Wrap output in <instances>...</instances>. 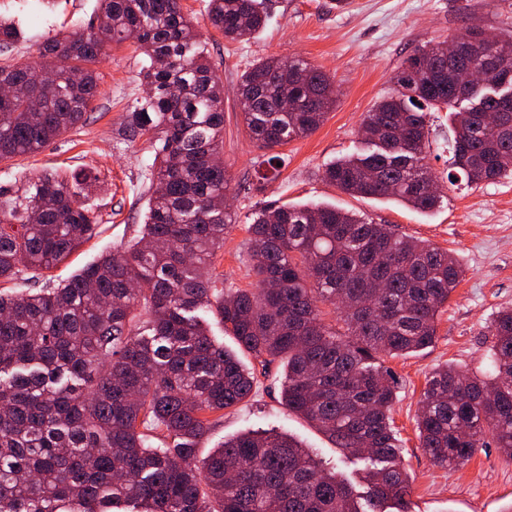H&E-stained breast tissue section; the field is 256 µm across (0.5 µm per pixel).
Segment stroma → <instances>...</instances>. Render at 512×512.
<instances>
[{
	"mask_svg": "<svg viewBox=\"0 0 512 512\" xmlns=\"http://www.w3.org/2000/svg\"><path fill=\"white\" fill-rule=\"evenodd\" d=\"M206 3L182 0L224 83L222 159L236 222L213 256L214 273L225 290L254 287L247 218L255 207L268 203L334 206L452 254L463 278L438 316L434 343L381 360L396 379L391 417L400 458L411 477L410 512H507L512 507V458L489 441L464 466L434 465L420 446L417 419L426 379L435 369L450 364L480 376L491 370L489 326L499 310L512 307V176L468 190H447L441 207L421 212L392 200L345 194L325 182L323 172L331 161L356 150L364 116L394 92L401 64L418 47L451 41L472 26L495 37L512 34V0H348L344 6L337 0H263L267 25L242 42L225 40L210 25ZM97 8V0H56L54 10L23 21L24 38L12 52L14 61L37 62L41 43L86 26ZM292 56L311 61L331 78L336 103L314 133L279 148L285 160L279 176L261 183L251 164L259 150L242 123L237 84L258 59ZM141 59L130 44L113 48L96 66L101 80L95 112L38 152L0 164L2 187L54 168L99 171L89 198L102 215L100 231L59 265L58 279L70 277L102 254L124 249L142 227L153 152L147 141H130L124 135L133 103L145 94ZM429 125L428 163L443 177L453 121L442 110L431 114ZM205 319L214 342L238 351L253 371L256 388L247 401L224 410L200 441L198 458L246 431H285L312 450L325 471L358 483L362 461L282 405V364L265 365L239 351L219 319L210 313Z\"/></svg>",
	"mask_w": 512,
	"mask_h": 512,
	"instance_id": "35a3bbf8",
	"label": "stroma"
}]
</instances>
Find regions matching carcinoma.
<instances>
[{
  "instance_id": "cac0c4a2",
  "label": "carcinoma",
  "mask_w": 512,
  "mask_h": 512,
  "mask_svg": "<svg viewBox=\"0 0 512 512\" xmlns=\"http://www.w3.org/2000/svg\"><path fill=\"white\" fill-rule=\"evenodd\" d=\"M262 0H210L207 17L230 41L267 22ZM19 25L0 15V162L35 152L92 111L94 65L112 44L146 57L150 92L125 130L155 149L140 235L49 290L0 295V512H409L410 479L390 416L395 381L374 363L429 347L437 316L462 271L448 252L355 214L266 204L247 231L257 287L226 293L211 271L224 230L229 179L224 85L182 0H100L83 31L40 47L42 62H11ZM425 45L399 72L395 92L366 113L361 153L330 163L325 180L344 193L434 209L426 162L428 109L455 115L448 182L470 186L512 171V111L495 129L480 118L512 92V37L483 44L501 69L488 84L455 93L459 71L482 60ZM242 120L271 150L319 128L336 101L330 78L294 57L253 63L238 81ZM278 155L256 159L258 179L277 175ZM91 170L42 172L0 189V280L34 277L98 233L86 186ZM339 305L344 331L319 304ZM213 310L240 348L285 363L281 400L337 447L367 452L364 494L288 433L246 432L197 461L207 415L250 396L253 373L214 343L201 313ZM492 374L452 366L427 380L417 421L430 461L465 464L483 437L512 456V308L491 329Z\"/></svg>"
}]
</instances>
